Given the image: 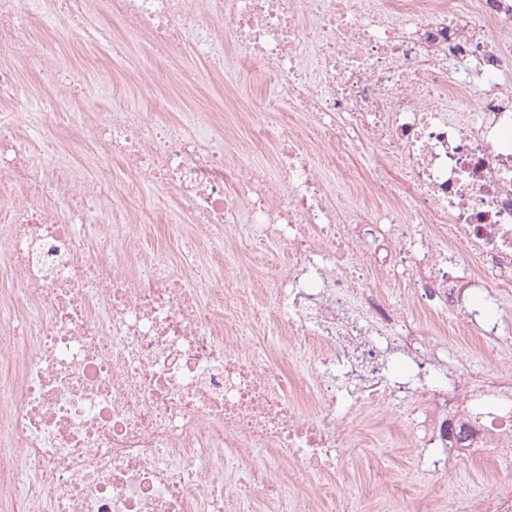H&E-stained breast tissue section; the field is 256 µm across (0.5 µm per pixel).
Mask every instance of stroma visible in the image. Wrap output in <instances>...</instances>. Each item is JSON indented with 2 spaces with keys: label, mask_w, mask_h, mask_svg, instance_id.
<instances>
[{
  "label": "stroma",
  "mask_w": 512,
  "mask_h": 512,
  "mask_svg": "<svg viewBox=\"0 0 512 512\" xmlns=\"http://www.w3.org/2000/svg\"><path fill=\"white\" fill-rule=\"evenodd\" d=\"M89 10L101 39L91 44L82 57L70 56L63 43L58 44L56 52L63 66L80 74V108L93 107L105 113L113 102L135 97L133 87L114 62L113 42L122 43L124 54L132 58L141 55L143 49L123 31L115 17L100 10L98 0H89ZM180 63L192 74L191 88L183 93L170 91L151 98L135 97L137 107L160 113L165 121L174 123L191 110L198 97H209L213 119L231 122L232 134L225 139L224 148L227 155H234L240 144L248 141L245 115L265 98V88L256 84L248 66L229 44L223 47L222 65L196 59L189 53L182 56ZM142 205L144 214L136 226L142 248L162 256L178 283L191 288L249 289L246 305H227L229 312L241 317L249 315L251 306H267L268 282L286 271L282 251L275 243L259 246L242 235L203 238L193 229L184 238L173 239L168 236L167 227L177 223L178 216L167 205L165 189H147ZM228 249L236 255L235 265L229 268L224 265V252ZM376 291L395 305L407 324L449 364L461 370H482L502 363V356L492 354L476 335L449 329L447 313L424 311L405 284L381 283ZM282 333L280 324L270 314L253 325L264 364L288 375L293 371V352L282 342ZM344 426L361 438L363 445L346 451L347 463L332 484L339 500H357L374 483L378 486L375 512H391L393 496L398 492L404 496L407 512H466L469 496L487 494L498 487L500 473L492 464L491 450L485 448L476 449L470 458L446 474L427 475L419 467L412 445L414 430L392 409H384L375 416L363 413L348 418Z\"/></svg>",
  "instance_id": "stroma-1"
}]
</instances>
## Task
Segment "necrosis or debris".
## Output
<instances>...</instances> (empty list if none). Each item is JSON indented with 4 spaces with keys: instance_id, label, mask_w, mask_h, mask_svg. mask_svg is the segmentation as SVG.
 <instances>
[{
    "instance_id": "obj_1",
    "label": "necrosis or debris",
    "mask_w": 512,
    "mask_h": 512,
    "mask_svg": "<svg viewBox=\"0 0 512 512\" xmlns=\"http://www.w3.org/2000/svg\"><path fill=\"white\" fill-rule=\"evenodd\" d=\"M0 0V46L19 51L44 85L70 73L53 56L94 41L88 0ZM112 0L124 31L152 60L184 45L213 59L231 43L276 90L273 110L249 112L276 144L277 177L252 157L224 156V128L201 108L180 125L122 103L87 122L54 99L29 114L0 112V512H311L289 498L288 473H336L356 447L341 421L389 403L421 420L424 471H447L490 448L512 472V372H461L415 346L398 309L371 282L408 281L448 326H476L501 344L496 315L465 293L512 300V0ZM46 29L30 47L32 27ZM315 46L304 61L301 45ZM481 96H468L472 87ZM85 123L125 164L122 214L106 218L108 167L83 179L54 137ZM37 146L55 162L35 172ZM400 158L385 178L386 157ZM360 161L371 201L340 208L327 187ZM207 234L229 225L279 241L288 269L267 291L296 349L290 377L264 366L224 313L200 302L162 260L137 250L130 218L142 184ZM182 224L171 225L180 232ZM413 224L426 234L410 232ZM442 383L415 403L431 370Z\"/></svg>"
}]
</instances>
